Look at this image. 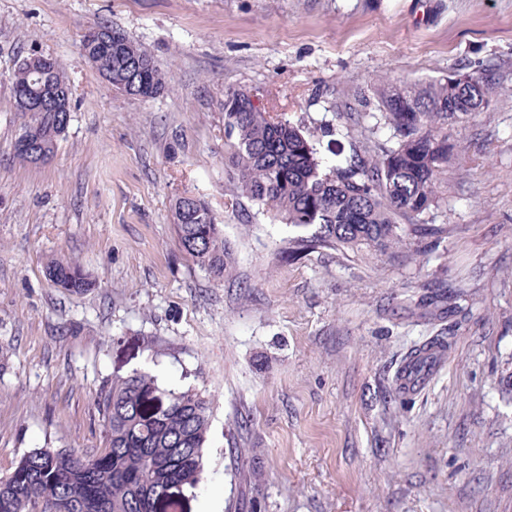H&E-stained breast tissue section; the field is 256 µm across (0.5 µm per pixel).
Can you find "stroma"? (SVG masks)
Segmentation results:
<instances>
[{
  "label": "stroma",
  "mask_w": 512,
  "mask_h": 512,
  "mask_svg": "<svg viewBox=\"0 0 512 512\" xmlns=\"http://www.w3.org/2000/svg\"><path fill=\"white\" fill-rule=\"evenodd\" d=\"M103 23L168 71L163 94L102 80L80 42ZM33 54L62 64L72 112L24 166L9 77ZM464 66L495 76L453 131L446 234L301 251L231 193L226 89L329 158L390 144L380 82ZM187 192L224 226V278L180 250ZM59 257L94 288L56 287ZM444 332L429 382L391 399L404 354ZM136 371L211 407L203 478L169 512H512V0H0V476L32 448H99L93 397Z\"/></svg>",
  "instance_id": "1"
}]
</instances>
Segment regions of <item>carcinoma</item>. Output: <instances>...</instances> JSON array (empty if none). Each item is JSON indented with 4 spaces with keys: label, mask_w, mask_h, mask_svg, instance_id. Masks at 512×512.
<instances>
[{
    "label": "carcinoma",
    "mask_w": 512,
    "mask_h": 512,
    "mask_svg": "<svg viewBox=\"0 0 512 512\" xmlns=\"http://www.w3.org/2000/svg\"><path fill=\"white\" fill-rule=\"evenodd\" d=\"M112 33V52L97 70L112 77V89L136 82L143 94L164 91L166 73L154 58L123 32ZM468 81L457 82L454 75ZM38 70L21 61L12 75V92L38 86ZM491 80L484 70L459 69L445 78L377 89L379 121L396 142L370 155L353 152L333 166L321 158L300 127L285 120L255 94L224 92V151L236 196L248 199L257 213L272 221L312 230L297 240L300 248H373L385 251L403 237H426L446 231L426 215L436 188L448 172L455 143L448 124L466 122L480 112ZM63 113L40 112L23 128L34 137L32 150L14 149L24 165L37 155L54 157L65 132ZM174 224L183 254L199 267L222 277L231 267L222 225L207 203L197 198L191 209L176 198ZM411 223L402 224L400 220ZM49 279L69 292L93 286L77 261L52 260ZM451 342L434 336L413 347L393 378L417 354L443 358ZM94 407L102 427V447L32 448L0 477V512H165L168 491L195 488L204 473V449L210 428V403L192 389L159 384L149 372H135L100 389Z\"/></svg>",
    "instance_id": "carcinoma-1"
}]
</instances>
